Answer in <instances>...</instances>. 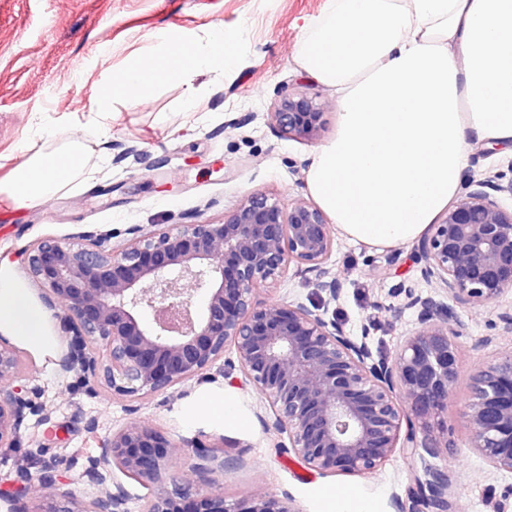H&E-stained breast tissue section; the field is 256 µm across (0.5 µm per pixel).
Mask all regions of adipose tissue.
<instances>
[{
  "label": "adipose tissue",
  "mask_w": 512,
  "mask_h": 512,
  "mask_svg": "<svg viewBox=\"0 0 512 512\" xmlns=\"http://www.w3.org/2000/svg\"><path fill=\"white\" fill-rule=\"evenodd\" d=\"M235 56L223 30L208 46L171 47L97 94L142 99L163 78L190 81ZM302 66L340 91L336 137L315 154L308 187L337 228L370 246L421 237L456 196L478 140L512 152V0H333L311 28ZM86 164L79 141L34 152L6 185L24 205L58 191ZM46 310L0 270V334L47 347Z\"/></svg>",
  "instance_id": "ef3b65f1"
}]
</instances>
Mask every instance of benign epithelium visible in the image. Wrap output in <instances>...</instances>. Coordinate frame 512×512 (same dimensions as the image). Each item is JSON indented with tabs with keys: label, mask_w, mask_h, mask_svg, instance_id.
I'll return each instance as SVG.
<instances>
[{
	"label": "benign epithelium",
	"mask_w": 512,
	"mask_h": 512,
	"mask_svg": "<svg viewBox=\"0 0 512 512\" xmlns=\"http://www.w3.org/2000/svg\"><path fill=\"white\" fill-rule=\"evenodd\" d=\"M271 116L288 138L313 140L323 126L322 108L306 95L282 98ZM503 178L468 176L463 195L415 248L422 278L462 307L497 303L512 291V207L496 197L512 196V179ZM124 235L114 243L113 232L89 231L23 252L63 313L61 371L138 399L204 375L231 346L245 381L265 395L273 428L287 435L288 452L312 470L363 476L398 451L437 457L448 447V407L462 372L455 341L462 324L451 306L401 289L416 326L394 357L376 359L369 330L353 336L302 302L257 298L294 268L313 274L328 300L341 299L344 280L328 267L333 225L317 206L284 207L253 193L219 223L175 231L134 224ZM98 340L107 346L101 357L87 352ZM20 371L18 350L0 338L1 448L16 446L27 415L44 409L40 390L17 384ZM463 418L480 458L512 473V349L472 374ZM187 455L163 431L131 422L102 441L86 468L99 494L84 498L52 471H26L0 489V500L34 498L32 512H127L122 487H105L115 467L143 484L168 476L173 489L157 493L147 512H298L291 498L262 489L227 498L205 468L173 469ZM413 481L408 502L393 500L395 512H452L447 474L429 469Z\"/></svg>",
	"instance_id": "benign-epithelium-1"
}]
</instances>
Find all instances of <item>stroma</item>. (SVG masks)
I'll use <instances>...</instances> for the list:
<instances>
[{
  "label": "stroma",
  "mask_w": 512,
  "mask_h": 512,
  "mask_svg": "<svg viewBox=\"0 0 512 512\" xmlns=\"http://www.w3.org/2000/svg\"><path fill=\"white\" fill-rule=\"evenodd\" d=\"M331 0H0V184L35 151L51 152L81 139L83 173L51 198L16 206L0 192V262L43 302L48 288L28 272L21 252L47 237L85 231H122L132 224L223 221L248 195L259 192L288 205L312 201L307 173L317 150L338 126L337 92L304 71L305 24L324 18ZM241 41L233 62L195 76L191 83L163 79L145 99L117 98L111 118L92 112L90 97L136 62L154 60L172 45L205 43L213 30ZM313 97L323 127L313 141L285 138L271 119L280 99ZM330 266L345 281L339 301L324 303L312 275L291 272L262 288L259 300L326 305L328 317L351 334L369 328L375 355L393 356L414 328L396 286L425 295L412 245L370 247L337 235ZM464 370L448 408V450L438 458L395 454L367 476L320 475L291 454L287 435L261 420L263 395L243 382L236 352L226 348L205 375L142 399L112 394L75 373L61 372L67 349L59 320L49 318L52 341L41 352L21 349L20 382L38 388L47 418L28 416L15 448H0V482L22 469L38 472L67 462L62 476L77 493L94 496L85 468L100 442L132 421L167 432L191 449L190 464L210 470L224 492L240 497L256 488L289 495L297 512H332L336 491L352 493L351 508L393 512L392 498H407L411 476L432 467L452 479L455 512H493L512 493V473L491 470L469 448L459 415L471 370L512 349V335L495 333L498 307L457 308ZM490 346H483L485 337ZM234 399L239 423L195 417L202 393ZM57 432L43 441L45 427Z\"/></svg>",
  "instance_id": "1"
}]
</instances>
